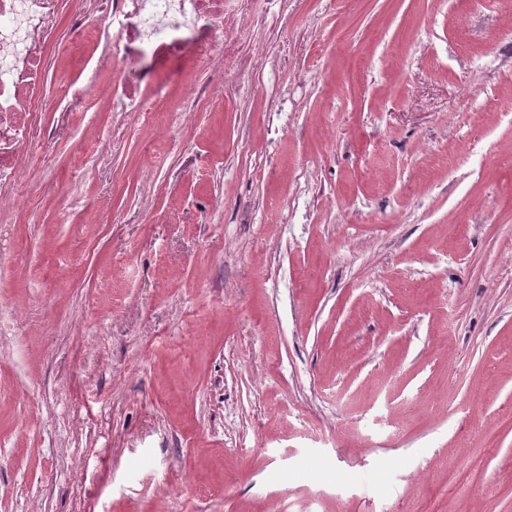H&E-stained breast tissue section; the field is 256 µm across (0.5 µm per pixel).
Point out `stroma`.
<instances>
[{"label":"stroma","mask_w":512,"mask_h":512,"mask_svg":"<svg viewBox=\"0 0 512 512\" xmlns=\"http://www.w3.org/2000/svg\"><path fill=\"white\" fill-rule=\"evenodd\" d=\"M78 8L46 132L110 77ZM255 34L230 106L92 96L31 154L0 512H512V0H259Z\"/></svg>","instance_id":"stroma-1"}]
</instances>
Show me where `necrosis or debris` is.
<instances>
[{
    "instance_id": "4bbe7bcc",
    "label": "necrosis or debris",
    "mask_w": 512,
    "mask_h": 512,
    "mask_svg": "<svg viewBox=\"0 0 512 512\" xmlns=\"http://www.w3.org/2000/svg\"><path fill=\"white\" fill-rule=\"evenodd\" d=\"M73 26L87 42L105 41L112 67L102 94L113 111H167L176 88L191 90L192 72L219 63L225 82L239 64L247 16L226 20L228 0H96ZM60 0H0V222L20 206L34 174L29 155L43 132L36 123L43 73Z\"/></svg>"
}]
</instances>
